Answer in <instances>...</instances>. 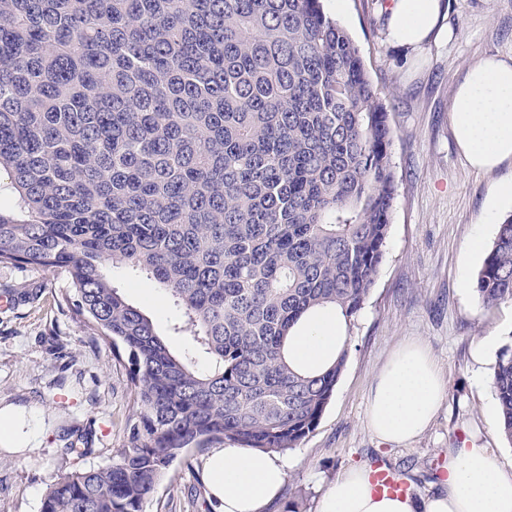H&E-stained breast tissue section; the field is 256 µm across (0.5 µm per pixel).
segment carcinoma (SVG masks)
<instances>
[{
	"label": "carcinoma",
	"instance_id": "cac0c4a2",
	"mask_svg": "<svg viewBox=\"0 0 512 512\" xmlns=\"http://www.w3.org/2000/svg\"><path fill=\"white\" fill-rule=\"evenodd\" d=\"M393 131L358 45L321 0H0V264L67 273L60 304L112 344L130 411L112 460L65 473L40 512H146L176 460L312 433L348 349L288 361L310 310L346 322L383 262ZM177 312L172 352L106 263ZM512 303V215L476 279ZM206 357L211 368L197 367ZM512 443V344L492 380Z\"/></svg>",
	"mask_w": 512,
	"mask_h": 512
}]
</instances>
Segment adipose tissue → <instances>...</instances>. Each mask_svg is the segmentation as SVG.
Listing matches in <instances>:
<instances>
[{"label":"adipose tissue","mask_w":512,"mask_h":512,"mask_svg":"<svg viewBox=\"0 0 512 512\" xmlns=\"http://www.w3.org/2000/svg\"><path fill=\"white\" fill-rule=\"evenodd\" d=\"M443 18V0H392L390 35L398 46L415 48L430 40ZM450 116L457 147L472 169L491 171L512 161V58L491 55L468 65ZM346 342L342 315L318 309L294 331L288 351L294 366L317 371L330 365ZM445 388L427 347L415 341L403 345L374 380L369 431L384 443L408 445L437 415ZM203 470L224 512H262L287 476L279 458L235 446L212 449ZM320 512H512V472L501 469L488 449L461 448L449 454L438 491L397 497L374 493L369 468L354 467L328 486Z\"/></svg>","instance_id":"ef3b65f1"}]
</instances>
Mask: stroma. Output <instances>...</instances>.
Returning <instances> with one entry per match:
<instances>
[{
    "label": "stroma",
    "mask_w": 512,
    "mask_h": 512,
    "mask_svg": "<svg viewBox=\"0 0 512 512\" xmlns=\"http://www.w3.org/2000/svg\"><path fill=\"white\" fill-rule=\"evenodd\" d=\"M391 0H322L360 48L365 67L389 112L398 199L386 254L374 288L347 332L348 357L335 394L318 426L287 451L286 482L263 512H319L324 490L345 470L379 465L430 491L447 476L451 451L490 449L512 471V443L498 433L493 367L512 342V305L486 309L474 290L484 253L469 243L482 234L496 187L512 179V161L491 172L470 168L450 123V103L464 70L487 55L512 58V0H445L448 35L410 54L387 28ZM114 282L149 316L173 351L176 319L167 295L143 277L113 270ZM70 286L64 272L0 265V292L15 294L0 306V410L21 412L33 450H0V512H39L60 474L107 464L123 440L129 414L126 373L112 345L61 308ZM40 289L38 300L21 298ZM421 341L446 381L430 428L405 446L372 436L366 412L375 376L406 340ZM86 433L91 454H64V431ZM147 512H223L207 484L174 462Z\"/></svg>",
    "instance_id": "stroma-1"
}]
</instances>
